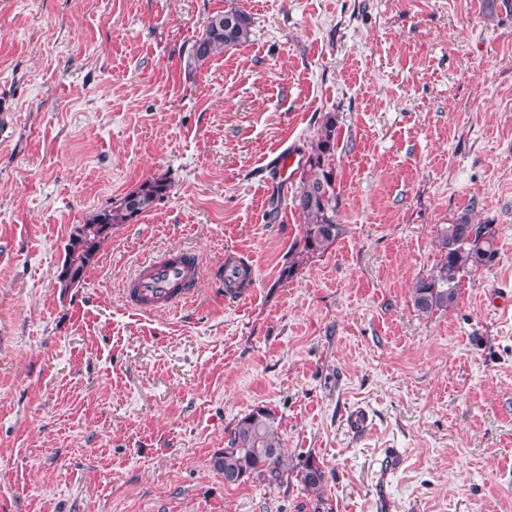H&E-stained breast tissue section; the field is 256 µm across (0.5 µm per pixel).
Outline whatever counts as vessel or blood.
I'll return each mask as SVG.
<instances>
[{
  "mask_svg": "<svg viewBox=\"0 0 512 512\" xmlns=\"http://www.w3.org/2000/svg\"><path fill=\"white\" fill-rule=\"evenodd\" d=\"M199 269L200 257L194 252H165L150 257L126 279L125 302L143 314L180 307L195 297Z\"/></svg>",
  "mask_w": 512,
  "mask_h": 512,
  "instance_id": "b4317fda",
  "label": "vessel or blood"
}]
</instances>
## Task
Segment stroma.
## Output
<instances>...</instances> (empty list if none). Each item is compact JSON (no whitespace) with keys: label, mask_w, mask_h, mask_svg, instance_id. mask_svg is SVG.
Returning a JSON list of instances; mask_svg holds the SVG:
<instances>
[{"label":"stroma","mask_w":512,"mask_h":512,"mask_svg":"<svg viewBox=\"0 0 512 512\" xmlns=\"http://www.w3.org/2000/svg\"><path fill=\"white\" fill-rule=\"evenodd\" d=\"M230 2L249 41L186 69ZM328 112L343 231L292 273ZM157 176L170 194L62 292L73 229ZM464 212L494 257L421 314L413 288ZM177 247L205 272L244 260L249 286L205 275L181 308H128L133 268ZM258 407L289 466L323 467L319 491L214 469ZM0 512H512V18L482 0H0Z\"/></svg>","instance_id":"35a3bbf8"}]
</instances>
